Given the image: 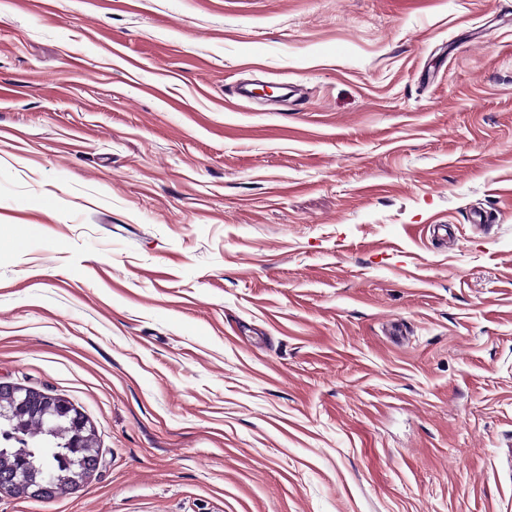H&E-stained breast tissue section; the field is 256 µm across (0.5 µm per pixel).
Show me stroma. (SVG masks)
<instances>
[{
    "label": "stroma",
    "instance_id": "stroma-1",
    "mask_svg": "<svg viewBox=\"0 0 512 512\" xmlns=\"http://www.w3.org/2000/svg\"><path fill=\"white\" fill-rule=\"evenodd\" d=\"M1 381L0 512H512V0H0ZM7 399L11 404L12 413L19 417H37L41 421L52 422L60 418L66 422H71L72 429L76 432L75 439L69 443L70 448L65 444L67 433L60 429L56 435H50L40 431L37 421L32 420L28 426L27 440L24 445V453L33 464L29 473V461L24 455H17L19 447L11 435L14 433L16 421H8L0 416V457L13 459L6 463V472L1 474L0 465V493L11 494L14 489L28 484L29 479L32 484L41 481L46 470H56L66 473L61 468L66 459L71 458V454L79 456L78 448H88L86 443L87 435H83L87 429V419L78 409L67 400L54 396L34 388H23L10 383H0V401ZM40 437V438H38ZM38 438V439H37ZM31 441V443L29 442ZM16 443H15V442ZM19 444V443H18ZM20 445V444H19ZM56 471H49L44 476L35 492L40 495L39 498L51 500L56 498L60 491L66 487L62 478L63 475Z\"/></svg>",
    "mask_w": 512,
    "mask_h": 512
}]
</instances>
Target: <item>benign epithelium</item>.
<instances>
[{"label":"benign epithelium","mask_w":512,"mask_h":512,"mask_svg":"<svg viewBox=\"0 0 512 512\" xmlns=\"http://www.w3.org/2000/svg\"><path fill=\"white\" fill-rule=\"evenodd\" d=\"M6 399L11 404L12 413L19 417H37L52 422L60 418L71 422L75 431V439L70 443L72 448L87 447L84 431L87 419L82 412L73 408L67 400L34 388H23L10 383H0V401ZM7 471L0 473V493L12 491L28 483L29 461L19 454L6 463ZM63 475L49 471L44 476L35 492L44 500L56 498L64 488Z\"/></svg>","instance_id":"1"}]
</instances>
